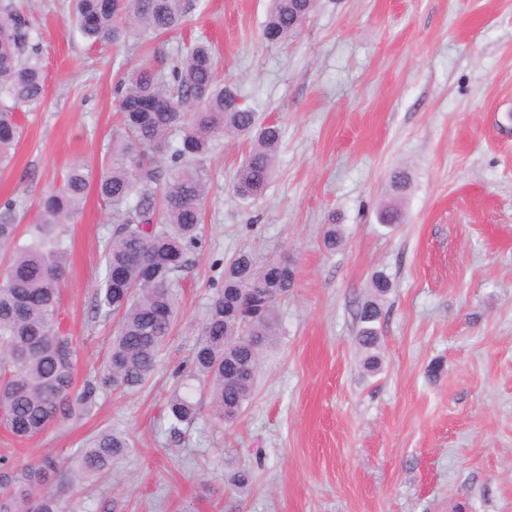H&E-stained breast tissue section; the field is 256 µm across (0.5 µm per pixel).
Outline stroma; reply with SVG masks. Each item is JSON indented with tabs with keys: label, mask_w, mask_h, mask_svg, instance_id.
<instances>
[{
	"label": "stroma",
	"mask_w": 512,
	"mask_h": 512,
	"mask_svg": "<svg viewBox=\"0 0 512 512\" xmlns=\"http://www.w3.org/2000/svg\"><path fill=\"white\" fill-rule=\"evenodd\" d=\"M23 3L44 101L21 112L0 165V198L18 201L23 223L73 161L98 170L125 68L170 70L197 38L215 47L218 83L283 136L252 206L232 189L246 142L216 145L180 314L151 381L104 389L87 416L26 443L0 432V461L62 459L110 428L133 446L65 491L71 512H512V0H319L283 42L262 36L266 0H198L192 22L150 49L134 37L91 44L68 0ZM395 168L410 177L407 221L389 227L377 213ZM331 222L344 237L333 253L322 246ZM113 229L93 189L66 227L61 313L90 368L113 329L95 312ZM242 251L293 266L281 334L236 422L204 416L171 436L166 401ZM378 273L393 288L370 373L356 337ZM228 462L253 469L248 494L226 485Z\"/></svg>",
	"instance_id": "stroma-1"
}]
</instances>
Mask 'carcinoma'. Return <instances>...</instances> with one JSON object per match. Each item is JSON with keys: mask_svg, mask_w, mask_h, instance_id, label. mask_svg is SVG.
<instances>
[{"mask_svg": "<svg viewBox=\"0 0 512 512\" xmlns=\"http://www.w3.org/2000/svg\"><path fill=\"white\" fill-rule=\"evenodd\" d=\"M75 26L95 42L118 44L129 34L145 41L185 27L196 0H73ZM316 9V0H269L263 34L284 40L296 23ZM32 22L11 3L0 2V162L16 144V112L38 107L44 75ZM215 57L206 41L194 43L170 72L147 66L126 70L116 85L120 127L96 178L99 198L117 220L105 248V275L96 308L117 322L100 367L77 389L78 346L60 318L59 290L68 247L58 232L78 213L89 188L86 164L73 163L62 184L38 203L37 222L20 232L18 203L0 201V428L15 441L36 437L88 414L100 392L112 385L141 389L151 378L178 318V287L199 240L207 191V160L226 136L241 137L249 149L233 176L239 200L261 198L275 170L282 139L279 123L262 121L237 91L218 85ZM390 182L395 201L380 214L384 224L404 223L398 199L408 188L406 173ZM323 247L336 251L339 226L328 224ZM294 270L279 258L241 252L224 268V286L211 299L190 368L167 401L175 435L202 414L197 393L209 397L214 423L232 424L252 398L263 350L279 335L278 303L294 287ZM373 297L359 309L357 343L368 371L380 368L381 301L392 288L377 276ZM131 448L129 438L104 430L65 464L44 457L0 474V512H64L60 489L112 469ZM238 492L253 481L249 470L225 475Z\"/></svg>", "mask_w": 512, "mask_h": 512, "instance_id": "cac0c4a2", "label": "carcinoma"}]
</instances>
